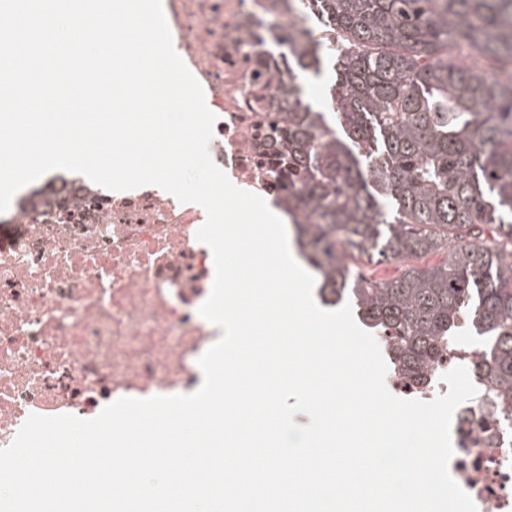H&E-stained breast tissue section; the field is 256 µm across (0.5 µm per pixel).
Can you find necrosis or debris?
<instances>
[{
    "mask_svg": "<svg viewBox=\"0 0 512 512\" xmlns=\"http://www.w3.org/2000/svg\"><path fill=\"white\" fill-rule=\"evenodd\" d=\"M162 2L174 48L217 117L212 160L236 187L279 201L289 15L279 0ZM41 187L0 224V448L32 414L91 419L121 397L196 391L198 359L223 334L199 313L214 280L196 238L201 206L152 185L116 192L45 177ZM478 362L462 335L418 382L387 358L384 382L394 396L429 401L447 393L443 373L467 368L476 393L453 414L449 473L477 512H512V412Z\"/></svg>",
    "mask_w": 512,
    "mask_h": 512,
    "instance_id": "1",
    "label": "necrosis or debris"
}]
</instances>
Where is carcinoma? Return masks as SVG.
Returning <instances> with one entry per match:
<instances>
[{
  "label": "carcinoma",
  "mask_w": 512,
  "mask_h": 512,
  "mask_svg": "<svg viewBox=\"0 0 512 512\" xmlns=\"http://www.w3.org/2000/svg\"><path fill=\"white\" fill-rule=\"evenodd\" d=\"M320 33L290 37L293 70L331 78L324 113L288 83V206L322 298L347 296L418 380L461 310L486 336L482 375L512 406V0H288ZM389 201L392 214L380 200ZM496 225L488 239L480 225ZM447 252L439 266L406 261ZM392 258L390 280L345 259Z\"/></svg>",
  "instance_id": "cac0c4a2"
}]
</instances>
